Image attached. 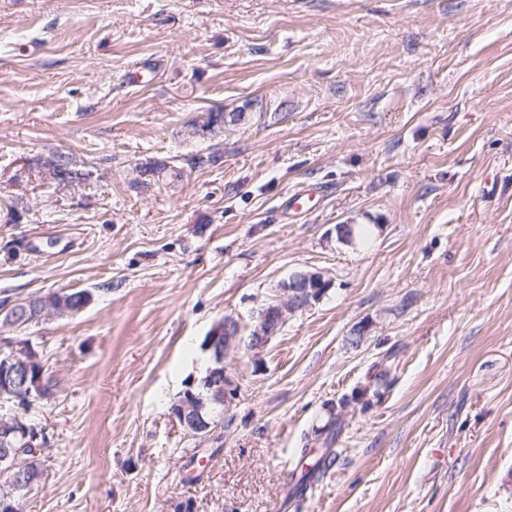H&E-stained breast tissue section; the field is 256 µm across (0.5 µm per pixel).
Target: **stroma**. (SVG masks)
I'll return each instance as SVG.
<instances>
[{
  "label": "stroma",
  "mask_w": 512,
  "mask_h": 512,
  "mask_svg": "<svg viewBox=\"0 0 512 512\" xmlns=\"http://www.w3.org/2000/svg\"><path fill=\"white\" fill-rule=\"evenodd\" d=\"M301 270L185 437L206 336ZM49 291L92 302L27 331L22 512H512V0H0V302ZM332 286L322 272L300 271L282 280L275 297L257 312L246 349L258 357L292 316L319 302Z\"/></svg>",
  "instance_id": "stroma-1"
}]
</instances>
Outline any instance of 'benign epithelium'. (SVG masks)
<instances>
[{
    "mask_svg": "<svg viewBox=\"0 0 512 512\" xmlns=\"http://www.w3.org/2000/svg\"><path fill=\"white\" fill-rule=\"evenodd\" d=\"M332 286V279L322 272H295L278 284L275 297L259 309L248 338L240 335V323L235 318L219 322L206 341L215 367L208 370L199 385L187 387L170 408L171 419L183 434L199 439L210 434L214 424L211 410L224 407V401L231 395V381L224 360L238 353L243 346L254 356H259L292 316L319 302ZM90 302L91 296L87 294L79 299L66 292L38 293L8 306L6 317L14 326L24 321L30 325L44 319L73 315L86 308ZM45 369L44 360L32 344L12 350L0 368V402H4L1 395L6 390L42 391L48 379ZM31 432L25 417L15 409L1 415L0 461L6 462L13 457L16 442L20 438L33 449L34 454L42 453L46 444L31 441ZM0 476L6 479V484L15 487L31 486L36 481L31 471L15 463L1 471Z\"/></svg>",
    "mask_w": 512,
    "mask_h": 512,
    "instance_id": "1",
    "label": "benign epithelium"
}]
</instances>
